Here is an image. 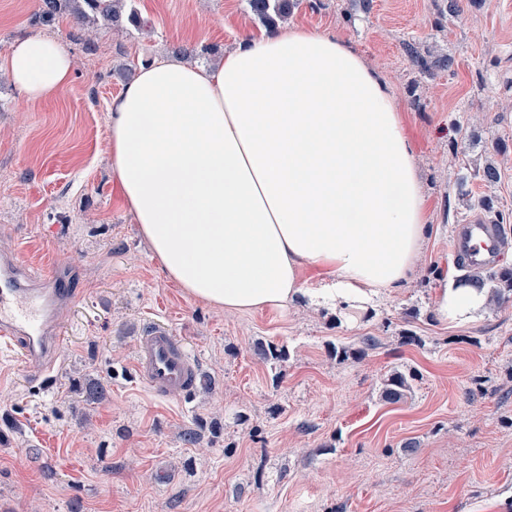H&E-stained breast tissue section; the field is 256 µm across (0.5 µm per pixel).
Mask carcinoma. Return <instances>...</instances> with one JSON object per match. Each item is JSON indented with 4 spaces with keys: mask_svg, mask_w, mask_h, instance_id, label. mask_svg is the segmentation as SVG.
<instances>
[{
    "mask_svg": "<svg viewBox=\"0 0 512 512\" xmlns=\"http://www.w3.org/2000/svg\"><path fill=\"white\" fill-rule=\"evenodd\" d=\"M247 4L254 16L267 24H273L275 20L291 15L299 6V0H247ZM125 10L128 11L129 23L137 28L143 26L133 0H39L35 19L42 25H48L57 18L67 15L76 24L91 28L119 22ZM406 48L411 62L423 73L432 75L436 71H449L453 66L452 59L446 56H424L412 43L406 44ZM460 280L474 282L487 288L488 301L498 307L512 302V270L488 271L484 274L466 272ZM376 345L375 337L364 336L359 345L336 346L333 353L341 361H359ZM253 352L259 360L271 364L283 363L289 357L288 348L283 344L260 342L254 346ZM417 377V372L410 367L391 370L382 379L381 397L389 403L401 401L413 390V382Z\"/></svg>",
    "mask_w": 512,
    "mask_h": 512,
    "instance_id": "carcinoma-1",
    "label": "carcinoma"
}]
</instances>
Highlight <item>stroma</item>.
Returning <instances> with one entry per match:
<instances>
[{"instance_id":"35a3bbf8","label":"stroma","mask_w":512,"mask_h":512,"mask_svg":"<svg viewBox=\"0 0 512 512\" xmlns=\"http://www.w3.org/2000/svg\"><path fill=\"white\" fill-rule=\"evenodd\" d=\"M37 0H0V250L75 275L77 300L49 382L0 348V512H512V306L458 324L437 313L460 274L450 231L493 198L512 234V0L459 16L444 0H300L288 25L335 31L389 81L414 133L428 240L403 288L366 311L302 303L224 312L165 275L124 202L110 161L108 106L144 61L199 52L216 63L268 26L246 0H137L128 21L88 37L69 17L33 22ZM56 39L74 60L56 97L25 102L6 51ZM451 56L430 77L410 62ZM497 185L477 177L487 161ZM166 325L196 358L202 387L155 396L133 371L134 343ZM412 330L422 346H403ZM376 337L361 361L333 346ZM286 345L271 365L256 343ZM419 372L398 403L380 396L392 367ZM101 380L88 401L80 384ZM223 424L185 444L198 422ZM406 48L411 62L423 73L434 75V71L448 70L449 72L453 66V61L448 56H439L431 59V56L422 55L415 43H407Z\"/></svg>"}]
</instances>
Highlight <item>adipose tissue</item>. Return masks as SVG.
I'll return each mask as SVG.
<instances>
[{
	"label": "adipose tissue",
	"instance_id": "obj_1",
	"mask_svg": "<svg viewBox=\"0 0 512 512\" xmlns=\"http://www.w3.org/2000/svg\"><path fill=\"white\" fill-rule=\"evenodd\" d=\"M26 101L74 64L51 38L10 44ZM111 162L141 235L184 293L227 312L359 309L404 286L428 233L415 142L383 76L334 32L275 28L215 65L161 58L108 107ZM486 293L455 281L438 314Z\"/></svg>",
	"mask_w": 512,
	"mask_h": 512
}]
</instances>
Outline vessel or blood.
<instances>
[{
    "mask_svg": "<svg viewBox=\"0 0 512 512\" xmlns=\"http://www.w3.org/2000/svg\"><path fill=\"white\" fill-rule=\"evenodd\" d=\"M512 238L484 212L457 224L451 240L454 262L469 270L497 267ZM77 298L57 270L26 276L17 255L0 256V346L18 351L32 370L50 375L64 338L61 320ZM133 367L150 391L162 398L192 391L198 364L163 326L143 330L135 340Z\"/></svg>",
    "mask_w": 512,
    "mask_h": 512,
    "instance_id": "obj_1",
    "label": "vessel or blood"
}]
</instances>
